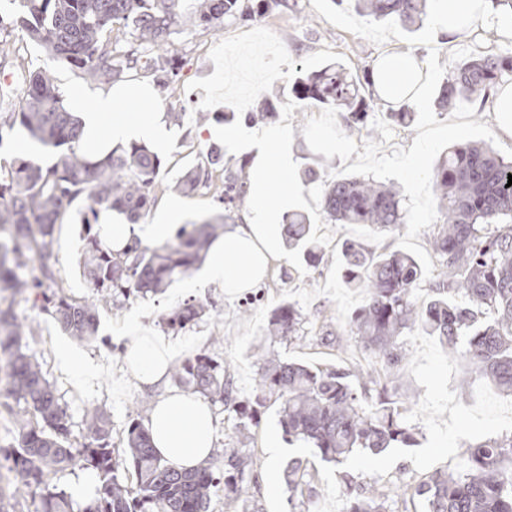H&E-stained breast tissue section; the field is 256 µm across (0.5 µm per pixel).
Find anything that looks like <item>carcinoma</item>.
Returning <instances> with one entry per match:
<instances>
[{"instance_id": "cac0c4a2", "label": "carcinoma", "mask_w": 512, "mask_h": 512, "mask_svg": "<svg viewBox=\"0 0 512 512\" xmlns=\"http://www.w3.org/2000/svg\"><path fill=\"white\" fill-rule=\"evenodd\" d=\"M180 0H19L16 19L50 56L81 69L95 83L119 81L140 58L112 41L108 29L119 23L131 29L140 44L160 50L146 65L162 74L161 89L178 75L177 60L165 53L174 35L189 28H215L226 19L255 21L288 7V0H200L185 14ZM354 8L377 19L412 28L422 23L427 0H351ZM371 66L354 77L332 63L295 77L291 93L300 101L338 110L343 125L361 131L374 100L381 99L370 80ZM512 81V52L480 53L448 72L436 97L440 110L458 99H470ZM274 104L264 99L243 120L251 125L271 119ZM388 118L408 125L412 107L404 100L386 109ZM21 131L44 149H63L50 167L21 159L0 167V351L8 359L0 365V384L9 397L26 404L16 418L10 449L0 453L12 462L21 484L39 492L38 512H74L72 502L50 486V475L68 466L93 468L100 479L97 496L83 512H209L212 496L224 484V498L245 499L252 479L248 460L239 448H215L199 469L178 468L155 453L150 435L132 422L126 434L127 473L119 475L112 456V421L100 409L86 410L80 437L71 438L69 420L55 389L38 362L27 353L23 339L36 326L20 319L14 309L24 297L42 303L57 327L80 341L98 333V304L120 309L130 296L157 295L190 273L212 239L245 201L248 162L225 158L224 147L212 145L193 167L185 170L177 187L191 196L212 185L221 175L217 200L222 210L182 227L175 236L150 247L135 242L122 251L106 246L95 229L103 212L125 216L137 224L165 191L160 156L142 144L92 160L82 143V123L67 110L63 95L49 72L30 75L16 112L0 114V129ZM512 160L492 148L472 142L454 144L432 171L439 201L440 223L434 225L432 247L441 269L429 281V299L420 306L416 289L425 279L418 261L393 250L378 252L368 243L347 239L342 251L343 280L365 291L354 311L351 330L363 347L389 366L380 380L371 372L338 365L308 366L260 354L261 368L255 399L237 400L224 364L207 353L176 364L174 380L193 393L224 405L241 420H255L259 410L279 403V424L288 441H302L326 463L338 466L364 450L381 458L392 448L416 443L396 400L395 369L406 355L401 336L420 330L460 355L472 373L491 379L512 394ZM86 203L83 216L85 246L79 258L95 288L91 299L65 292L51 259L57 225L72 205ZM400 188L364 176L338 179L324 186L320 210L336 224H364L372 232L398 231L406 224ZM288 245L302 250L305 261L318 265L324 251L311 237V219L303 213L286 218ZM217 317L215 309L189 298L162 315L169 329L182 330L203 317ZM301 313L290 302L275 308L265 330L272 342L295 340ZM468 468L459 475L431 473L415 487L396 486L408 502L423 498L426 512H512V436L489 439L463 451ZM290 492L316 491L315 476L299 458L285 469ZM348 490L345 512H387L388 493L360 477L342 471Z\"/></svg>"}]
</instances>
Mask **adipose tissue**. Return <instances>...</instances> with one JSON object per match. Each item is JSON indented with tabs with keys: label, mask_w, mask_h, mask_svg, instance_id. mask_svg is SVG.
I'll return each mask as SVG.
<instances>
[{
	"label": "adipose tissue",
	"mask_w": 512,
	"mask_h": 512,
	"mask_svg": "<svg viewBox=\"0 0 512 512\" xmlns=\"http://www.w3.org/2000/svg\"><path fill=\"white\" fill-rule=\"evenodd\" d=\"M427 21L433 31L454 37L483 26L487 15L474 0H431ZM423 68L422 57L417 52L385 55L373 66L374 87L380 92L392 91L397 97L407 96L411 104H419L424 80L418 78L408 93L403 86L409 73L419 74ZM129 93L146 103L145 111H119L120 97L112 91L101 93L91 108L87 107L83 96L69 97L68 106L78 113L84 137L93 149L109 151L133 142L156 148L169 145L172 129L164 113L156 108L153 95L140 87L130 88ZM280 136V129L270 128L257 138L241 218L237 223L225 225L223 234L210 245L200 270L205 284L222 289L230 298L259 285L283 258V227L274 222L268 205L272 193L288 197L295 192L288 180L287 156H274L268 151L269 144ZM184 212V200L172 197L160 206L153 223L106 224L102 227V236L116 250L134 240L145 245L156 244L169 237ZM126 336L127 349L119 370L122 377L132 378L139 389L160 392L148 422L155 450L178 467L206 465L216 441L210 403L199 394L166 387L169 370L173 360L181 354V346L162 333L144 331L138 324L131 326ZM55 351L62 372L79 391L113 370L111 363L105 360L84 363L79 354L62 344L56 346Z\"/></svg>",
	"instance_id": "obj_1"
}]
</instances>
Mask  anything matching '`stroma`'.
Instances as JSON below:
<instances>
[{
  "label": "stroma",
  "mask_w": 512,
  "mask_h": 512,
  "mask_svg": "<svg viewBox=\"0 0 512 512\" xmlns=\"http://www.w3.org/2000/svg\"><path fill=\"white\" fill-rule=\"evenodd\" d=\"M290 9L271 12L250 23L224 21L210 30H186L174 35L171 50L181 62L174 88L160 90L156 75L149 69L127 72L122 86L143 82L165 112H176L179 122L173 127L170 146L161 151L163 181L173 185L188 164L197 162L200 151L210 144H223L224 124L215 122L217 112H246L262 98L276 101L271 126L280 128L281 139L272 150L288 156V175L299 185V194L289 208L308 214L313 223L314 239L326 249L328 257L319 266L306 263L301 252H288L260 285L259 302L245 304L243 296L225 299L221 289L198 281L197 274L175 281L158 296L130 298L122 308L104 305L99 309V336L94 344L83 345L89 359L111 358L121 361V338L130 322L156 330L161 316L183 300L196 298L220 312L219 318L203 319L197 325L172 333V340L182 346V358L204 352L223 360L238 399H253L260 371L258 347L265 343L264 330L272 310L290 302L300 310L303 331L293 342L269 344L281 359L309 365L345 363L384 375L385 366L370 355L351 332L350 320L362 302V290L342 283L340 260L345 239L371 242L377 250L397 247L399 233H370L368 228L329 223L321 214L319 195L305 181L307 168H317L321 182L337 179L344 165L340 158H325L313 153L297 131L311 116L320 115L319 106L297 100L290 92L298 71L311 72L326 64L343 63L352 75H360L369 65L392 52L406 51L408 45L392 38L374 44L348 31L336 28L312 7L311 0H290ZM14 53L0 69V113L18 108L25 80L29 74L49 72L63 95L82 94L87 105H94L104 91L101 83L85 79L82 71L66 62L50 58L34 44L21 28L9 37ZM434 46L440 65L450 66L482 51L500 53L512 50V30L489 15L478 34H465L455 41L435 36ZM84 203H75L64 224L57 231L58 242L52 263L63 280L68 295L88 298L94 295L92 284L78 265L84 247L81 213ZM20 318L33 322L35 335L26 337L30 353L41 363L58 391L72 434H80L87 409L100 406L112 416V441L115 456H122V439L131 421L147 422L153 396L134 385L115 389L110 377H102L93 388L77 392L57 364L54 349L63 341L52 317L19 302ZM332 320L340 332L335 346L321 343L316 333L322 320ZM407 354L396 369L398 399L408 423L417 432V445L394 448L384 459L372 460L355 453L342 469L321 462L313 449L288 441L279 425L278 407L268 404L248 435H241L236 419L229 417L223 405H214L218 446L242 449L258 477L249 504L225 502L223 494L213 497L209 512H343L346 491L338 473L345 470L362 476L364 481L381 486L396 483L417 485L433 471L462 473L466 445L489 438L512 435V420L505 408L512 406V395L500 392L487 379L468 374L464 362L453 353L444 352L439 341L421 332L404 336ZM278 436L279 454L267 446L269 436ZM302 458L317 473L318 492L311 499L289 492L284 479L288 460Z\"/></svg>",
  "instance_id": "obj_1"
}]
</instances>
